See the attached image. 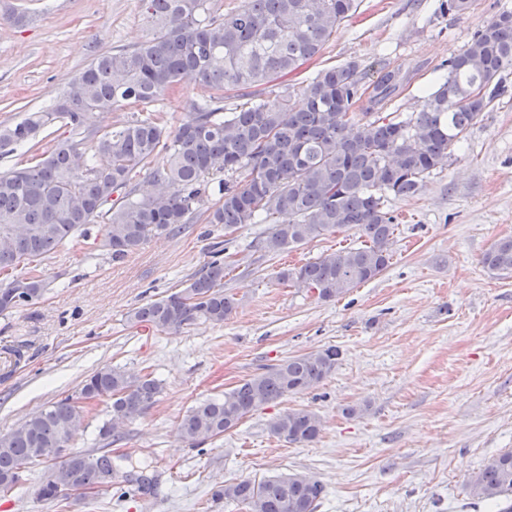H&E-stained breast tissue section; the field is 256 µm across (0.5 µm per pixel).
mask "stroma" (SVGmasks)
<instances>
[{"instance_id": "obj_1", "label": "stroma", "mask_w": 512, "mask_h": 512, "mask_svg": "<svg viewBox=\"0 0 512 512\" xmlns=\"http://www.w3.org/2000/svg\"><path fill=\"white\" fill-rule=\"evenodd\" d=\"M440 0H361L321 54L262 86L272 103L286 86L319 70L358 62L366 84L384 68L418 66L388 112L422 106L448 57L512 0H472L462 15ZM22 10L29 25H0V124L54 104L68 83L107 50L133 48L152 27L142 0H0V15ZM504 93L473 125L451 160L411 198L388 197L396 216L393 256L376 279L331 301L280 281L278 272L362 243L358 230L267 253L269 223L229 231L197 222L153 238L116 259L97 234L25 264L47 290L36 304L0 315V434L78 390L98 368L152 374L156 402L125 423L122 442L99 430L98 406L74 434L73 450L111 447L118 470L93 499H41L45 468L23 490L0 498V512H245L213 501L219 486L277 474L318 479L317 512H495L471 507L469 476L512 450V273L487 271L490 245L512 237V70ZM224 263V290L238 307L215 325L200 320L174 332L128 323L132 309L184 288L213 260ZM339 348L336 371L316 388L250 413L224 436L192 447L178 426L195 403L290 356ZM22 349L14 364L11 353ZM349 406L363 407L346 415ZM293 408L315 412L323 427L309 444L271 434L270 421ZM148 477L150 494L125 482Z\"/></svg>"}]
</instances>
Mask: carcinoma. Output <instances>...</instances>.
I'll return each instance as SVG.
<instances>
[{
  "mask_svg": "<svg viewBox=\"0 0 512 512\" xmlns=\"http://www.w3.org/2000/svg\"><path fill=\"white\" fill-rule=\"evenodd\" d=\"M153 33L133 49L97 55L69 84L54 106L0 126V156L20 146L34 148L58 121L70 136L26 163L0 173V314L40 300L47 288L38 276L13 275L25 261L55 252L75 235L101 225V247L120 258L156 236L171 234L201 218L232 229L260 215H286L263 240L269 252L290 250L331 233L359 230L364 243L320 255L278 273L284 282L335 299L381 275L392 259L394 219L388 195L412 197L433 170L447 164L468 128L503 92L512 69V10H503L475 32L444 67L422 108L406 118L379 115L408 86L416 69H386L365 87L359 64L348 61L320 71L310 82L285 88L275 104L255 101L224 111V94L277 81L319 55L360 0H242L215 15L213 0H143ZM470 0H441L444 14L462 15ZM194 81L210 95L191 103L175 130L158 112H137L102 129L91 122L127 102L149 105L177 86ZM361 111H355L357 103ZM168 154L162 169L150 167ZM245 172L237 181L234 174ZM224 173L217 187L208 177ZM145 174L153 194H136L133 178ZM120 193L117 202L112 194ZM220 195L208 206L213 193ZM482 264L512 272V238L494 242ZM224 292V263L213 261L181 291L148 302L129 322L157 331H177L198 320L222 324L237 308ZM341 352L334 346L292 356L243 380L219 396L191 407L179 424L191 446L224 435L247 414L289 393L316 387L332 374ZM159 381L106 365L74 394L0 435V495L21 486L26 469L49 464L38 489L46 500L67 501L61 488L95 489L109 483L112 451H72L76 427L100 404L111 421L100 435L122 440L116 422H129L156 402ZM290 443L318 438L322 423L308 409L288 410L269 423ZM467 495L512 512V451L473 472ZM322 483L284 474L246 479L217 489L213 499L232 500L248 512H316Z\"/></svg>",
  "mask_w": 512,
  "mask_h": 512,
  "instance_id": "carcinoma-1",
  "label": "carcinoma"
}]
</instances>
